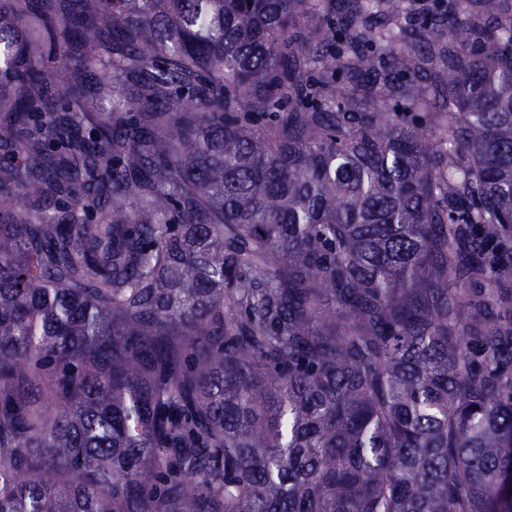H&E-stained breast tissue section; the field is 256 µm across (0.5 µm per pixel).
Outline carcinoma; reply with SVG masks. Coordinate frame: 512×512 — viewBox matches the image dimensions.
Wrapping results in <instances>:
<instances>
[{
	"mask_svg": "<svg viewBox=\"0 0 512 512\" xmlns=\"http://www.w3.org/2000/svg\"><path fill=\"white\" fill-rule=\"evenodd\" d=\"M467 3L0 0V512H512V4Z\"/></svg>",
	"mask_w": 512,
	"mask_h": 512,
	"instance_id": "obj_1",
	"label": "carcinoma"
}]
</instances>
